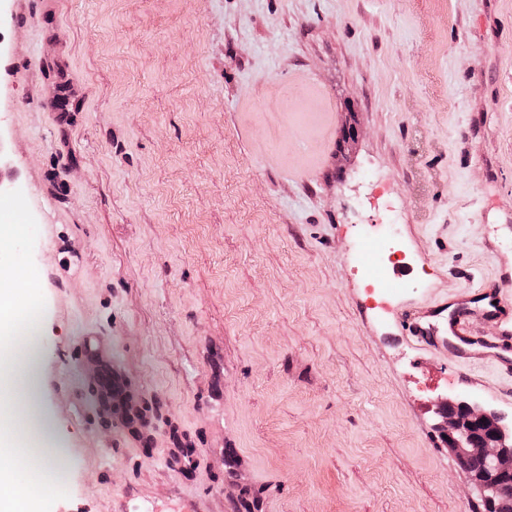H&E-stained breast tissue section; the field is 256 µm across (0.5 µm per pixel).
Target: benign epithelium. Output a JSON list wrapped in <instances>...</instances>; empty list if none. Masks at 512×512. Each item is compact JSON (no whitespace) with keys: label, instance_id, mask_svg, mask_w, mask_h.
<instances>
[{"label":"benign epithelium","instance_id":"obj_1","mask_svg":"<svg viewBox=\"0 0 512 512\" xmlns=\"http://www.w3.org/2000/svg\"><path fill=\"white\" fill-rule=\"evenodd\" d=\"M443 444L457 457L489 512H512V420L468 397H445L434 408Z\"/></svg>","mask_w":512,"mask_h":512}]
</instances>
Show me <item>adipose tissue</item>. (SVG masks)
Returning <instances> with one entry per match:
<instances>
[{"label": "adipose tissue", "mask_w": 512, "mask_h": 512, "mask_svg": "<svg viewBox=\"0 0 512 512\" xmlns=\"http://www.w3.org/2000/svg\"><path fill=\"white\" fill-rule=\"evenodd\" d=\"M0 351L6 352L10 366L0 369V425L12 414L11 398L26 393L32 404L41 400V356L36 339L15 345L11 337H0ZM50 470V457L37 454L17 444L0 442V512H33L29 498L16 492L18 476H25L32 484H42Z\"/></svg>", "instance_id": "obj_1"}]
</instances>
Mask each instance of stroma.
I'll list each match as a JSON object with an SVG mask.
<instances>
[{
	"instance_id": "stroma-1",
	"label": "stroma",
	"mask_w": 512,
	"mask_h": 512,
	"mask_svg": "<svg viewBox=\"0 0 512 512\" xmlns=\"http://www.w3.org/2000/svg\"><path fill=\"white\" fill-rule=\"evenodd\" d=\"M355 126L346 142L342 132ZM512 0H12L0 289L38 512H472L399 313L512 270ZM34 337L27 336L21 347H16L10 336L0 337L1 357L6 352L10 363L8 369H0V428L11 417V398L21 391L28 395L33 409L41 413V356Z\"/></svg>"
}]
</instances>
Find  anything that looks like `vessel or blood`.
<instances>
[{"label": "vessel or blood", "mask_w": 512, "mask_h": 512, "mask_svg": "<svg viewBox=\"0 0 512 512\" xmlns=\"http://www.w3.org/2000/svg\"><path fill=\"white\" fill-rule=\"evenodd\" d=\"M481 314L498 324L499 332L485 336L473 327L472 317ZM399 325L403 336L426 350H447L460 362H490L512 374V271L475 291L443 300L429 311L407 310Z\"/></svg>", "instance_id": "1"}]
</instances>
